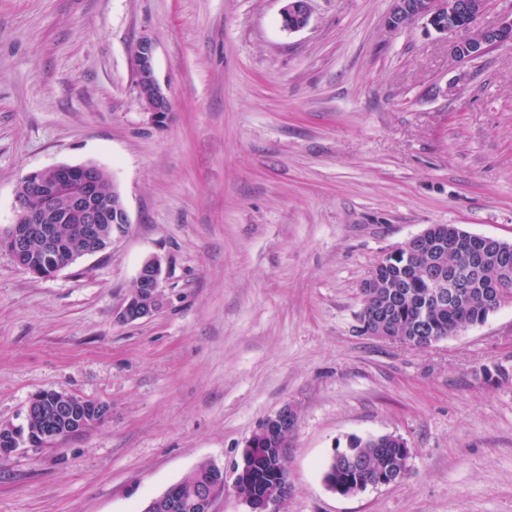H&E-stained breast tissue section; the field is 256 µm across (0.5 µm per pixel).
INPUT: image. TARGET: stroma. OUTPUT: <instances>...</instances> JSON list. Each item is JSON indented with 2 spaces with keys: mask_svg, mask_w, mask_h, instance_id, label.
Here are the masks:
<instances>
[{
  "mask_svg": "<svg viewBox=\"0 0 512 512\" xmlns=\"http://www.w3.org/2000/svg\"><path fill=\"white\" fill-rule=\"evenodd\" d=\"M0 0V234L28 173L96 162L129 215L109 252L40 279L0 250V423L37 391L112 407L35 456L0 458V512H141L199 463L213 512H248L234 468L296 414L283 512H512V304L426 348L361 333L360 287L432 224L512 243V44L454 40L391 0ZM170 101L151 122L131 57ZM168 306L126 323L141 263ZM411 450L398 482L341 496L354 438ZM284 5L280 11L281 26L288 32L305 29L310 22L311 8L309 0H281ZM132 60L139 98L151 121L161 124L170 110V101L156 74L152 43L148 40L141 41L134 50ZM296 423L295 411L288 405L281 407L274 414L268 416L251 435L245 444L242 452V470L236 473L233 485L239 479V475L244 474L248 466L249 456L246 454L254 452L255 449L261 448L263 444L276 441L278 438L286 437L293 430Z\"/></svg>",
  "mask_w": 512,
  "mask_h": 512,
  "instance_id": "35a3bbf8",
  "label": "stroma"
}]
</instances>
